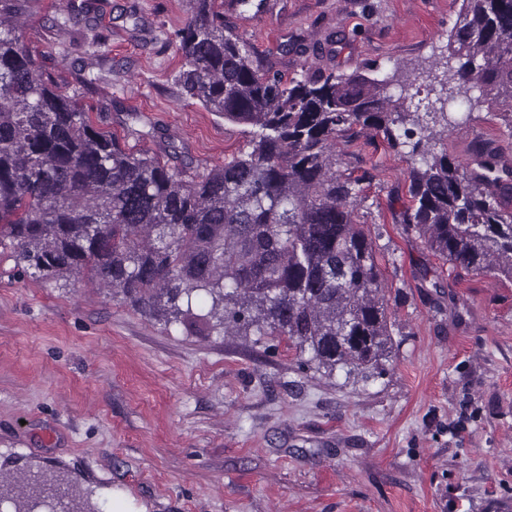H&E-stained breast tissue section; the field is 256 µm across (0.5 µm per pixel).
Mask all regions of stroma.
I'll list each match as a JSON object with an SVG mask.
<instances>
[{"label": "stroma", "instance_id": "obj_1", "mask_svg": "<svg viewBox=\"0 0 512 512\" xmlns=\"http://www.w3.org/2000/svg\"><path fill=\"white\" fill-rule=\"evenodd\" d=\"M101 46L73 44L65 0H31L27 44L61 88L93 80V124L201 172L247 147L181 96L166 34L186 0H92ZM462 0H251L224 22L289 77L371 72L435 87ZM429 146L474 164L506 140L478 89L455 93ZM340 171H370L356 220L372 241L392 358L345 383L271 336L165 325L87 275L45 282L0 252V481L59 471L95 512H512V280L454 269L400 215L407 150L340 137Z\"/></svg>", "mask_w": 512, "mask_h": 512}]
</instances>
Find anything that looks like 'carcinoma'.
<instances>
[{"label": "carcinoma", "instance_id": "cac0c4a2", "mask_svg": "<svg viewBox=\"0 0 512 512\" xmlns=\"http://www.w3.org/2000/svg\"><path fill=\"white\" fill-rule=\"evenodd\" d=\"M28 0H0V244L42 280L85 273L149 317L187 333L285 336L331 376L365 381L391 358L373 244L354 219L367 174L336 169L342 134L411 145V205L401 223L464 271L512 279V180L484 142L477 168L408 140L438 111L403 112L388 79L362 73L287 78L262 67L224 24L217 0H187L175 32L186 99L243 128L250 150L207 173L170 167L96 128L81 88L41 70L25 42ZM458 90L478 88L512 132V0H462L448 35ZM4 492L36 512L41 477Z\"/></svg>", "mask_w": 512, "mask_h": 512}]
</instances>
